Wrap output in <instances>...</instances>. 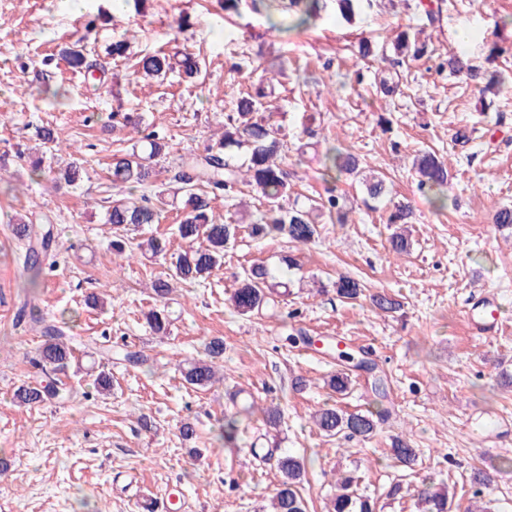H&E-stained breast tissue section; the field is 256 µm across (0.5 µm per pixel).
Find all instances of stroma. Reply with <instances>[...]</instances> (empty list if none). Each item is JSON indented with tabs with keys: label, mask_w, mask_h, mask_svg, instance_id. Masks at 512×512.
I'll return each instance as SVG.
<instances>
[{
	"label": "stroma",
	"mask_w": 512,
	"mask_h": 512,
	"mask_svg": "<svg viewBox=\"0 0 512 512\" xmlns=\"http://www.w3.org/2000/svg\"><path fill=\"white\" fill-rule=\"evenodd\" d=\"M420 2H365L349 22L331 5L313 26L285 31L263 11L226 14L224 0H129L118 11L110 0H86L78 12L67 0H0V512H138L125 475L152 496L155 512H270L284 454L307 461L299 486L307 512H325L345 470L355 472L360 492L375 497L377 512H418L417 491L426 482L449 491L451 512H512V474L497 472L503 458H512V433L498 434L493 424L512 419V231L494 222L499 209L512 207V0H441L433 24ZM464 26L468 56L501 80L488 109L474 83L448 67ZM404 31L422 32L426 56L396 59L391 44ZM121 38L125 55H108ZM363 41L373 43L375 56L359 55ZM76 43L94 61L92 73L61 60ZM160 50L192 53L197 74L174 71L161 82L138 77V60ZM382 69L399 75L401 95L377 94ZM269 76L275 91L263 107L285 118L289 198L337 192L349 222L321 217L319 238L300 247L256 239L246 223L260 201L242 188L236 202L215 210L219 223L246 220L223 265L200 284L176 286L164 302L173 320L166 334H155L144 315L157 305L151 283L171 259L112 252L105 210L127 191L113 186L109 165L137 139L112 115L142 117L170 141L152 184L141 189L149 195L171 183L181 158L214 144L237 98ZM381 113L389 131L377 124ZM45 125L63 150L46 155L35 176L29 155ZM307 126L316 144L299 165ZM331 145L360 154L385 176L390 194L369 207L356 177L323 179L319 159ZM424 149L448 165V207L441 212L416 187L412 161ZM72 163L81 179L55 182L56 171ZM398 203L412 212V248L401 256L389 250L386 225ZM21 222L52 228L56 239L29 293L27 244L13 235ZM288 254L296 259L289 270L282 264ZM254 263L287 272L291 293L275 296L261 313L241 315L230 296ZM341 275L394 295L403 309L386 316L366 299L341 302L331 289ZM91 292L103 307L85 305ZM489 292L502 304L500 322L478 336L465 312ZM28 304L49 321L71 317L72 334L84 339L57 376L70 397L33 407L14 400L21 383L45 378L34 364L40 329L17 319ZM299 329L370 353L389 391L390 415L376 434L326 437L313 427L310 416L324 403L363 410L374 395L364 374L346 395L330 391L324 381L336 358L291 346L288 337ZM214 337L224 340L219 382L185 385L179 363L203 357ZM101 346L111 348L112 363L102 362ZM128 351L142 352L148 363L123 361ZM103 368L112 374L106 397L93 384ZM300 376L306 385L299 390ZM252 400L258 413L242 422L236 446H225V416ZM275 405L282 419L272 428L261 410ZM186 422L195 428L189 439L180 431ZM396 437L419 448L415 468L393 458ZM479 471L497 473L498 481L477 498L472 476ZM396 482L402 490L389 497Z\"/></svg>",
	"instance_id": "obj_1"
}]
</instances>
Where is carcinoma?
Masks as SVG:
<instances>
[{"mask_svg": "<svg viewBox=\"0 0 512 512\" xmlns=\"http://www.w3.org/2000/svg\"><path fill=\"white\" fill-rule=\"evenodd\" d=\"M326 0H250L256 10L263 5L270 9L279 6L285 10L299 8L294 27L307 28L318 18ZM394 55L419 58L425 53V43L418 36L401 33L392 44ZM455 73L467 76L481 92H487L494 79L484 80L481 66L466 55H455L448 61ZM173 69L169 58L159 53L141 58L138 73L148 78H158ZM265 92L256 95L246 94L236 101V110L227 115L224 134L215 145L208 147L199 157L182 163L174 177V184L161 185L149 198L145 195L127 198L112 203L105 214V223L112 226L113 233L120 234L129 228L144 224H158L167 207L178 208L180 216L175 227V235L184 247L171 254L170 273L153 281L152 290L156 297L165 299L172 290L171 282L194 284L207 278L213 270L224 263V251L236 240L238 225L219 224L214 221V204L233 193L237 185L253 188L264 201V210L249 224V233L254 238L285 237L289 242L306 245L320 235L317 218L323 213L336 217V222L344 224L347 213L342 204L343 198L331 195L321 202L309 206L286 207L288 197V172L278 159L284 151L282 127L270 116L260 112L259 99ZM140 133L137 148L131 153L115 156L112 159L110 176L112 184L122 187H138L149 183L153 165L167 155L168 142L155 130L144 131L139 123L125 119ZM244 150V162L236 166L226 158V152L233 149ZM364 162L350 151L336 147L326 149L322 157V176L339 180L344 175L358 176L363 173ZM413 170L420 190L429 192V203L437 211L447 208L448 166L429 150L418 153L413 162ZM367 198L364 202L379 200L389 194L386 180L381 175L362 179ZM410 210L398 204L390 211L386 223L395 228L389 237L390 250L401 255L409 251L411 241L404 224L408 223ZM15 237L29 239L36 237L37 243L30 246L25 256L27 278L24 287L35 288L43 271V264L54 241L50 228L35 231L31 224H18L14 228ZM170 241L160 235H152L138 245L144 254L156 257L168 253ZM287 287L286 282L277 279L267 266L254 263L243 271L239 286L231 295L233 308L242 315L259 313L268 303L275 290ZM336 296L344 302H356L365 296V286L357 279L341 276L334 282ZM372 305L382 314L395 313L403 303L385 293L370 296ZM147 323L158 334H164L170 323V315L165 310L152 309L146 314ZM338 359L354 362L353 368L340 367L329 376L327 385L338 395L349 389L352 374L360 371L373 376L372 390L381 398L387 397L384 379L376 375L377 365L364 353L357 357L345 351H336ZM224 355V340L214 339L205 346V357L187 362L183 368L185 381L195 388H206L216 378L215 361ZM74 358L73 337L55 324L44 327L43 342L38 349L34 363L50 372L63 370ZM61 394V387L54 383L23 384L14 392V399L21 405H39ZM250 404L239 408L224 418L220 438L224 444L237 440L241 421L254 413ZM382 415L369 409L348 412L341 407L321 408L313 415L317 429L327 437L339 433L350 436L368 437L376 433ZM392 455L406 467L416 464L419 452L404 438L392 441ZM278 469L281 481L272 498L273 512H306L304 499L300 496L298 484L305 474L304 461L286 454L280 458ZM357 477L345 475L336 481V494L329 500L326 512H376L375 502L357 493ZM418 498L425 505V512H449L451 502L448 494L432 492L424 487L418 491Z\"/></svg>", "mask_w": 512, "mask_h": 512, "instance_id": "1", "label": "carcinoma"}]
</instances>
